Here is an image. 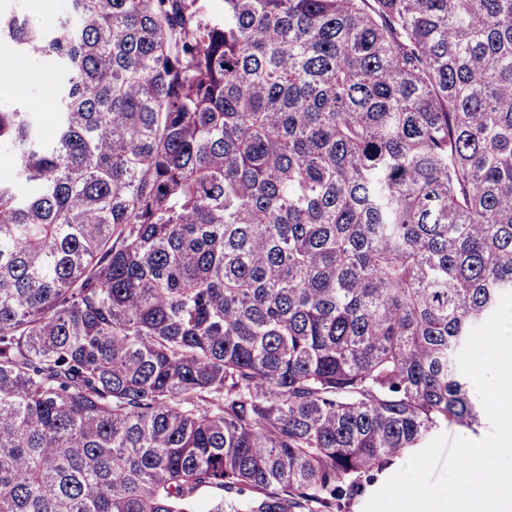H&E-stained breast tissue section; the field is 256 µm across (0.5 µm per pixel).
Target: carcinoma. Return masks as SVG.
Returning a JSON list of instances; mask_svg holds the SVG:
<instances>
[{
  "label": "carcinoma",
  "mask_w": 512,
  "mask_h": 512,
  "mask_svg": "<svg viewBox=\"0 0 512 512\" xmlns=\"http://www.w3.org/2000/svg\"><path fill=\"white\" fill-rule=\"evenodd\" d=\"M69 0L0 104V512H350L480 399L512 0ZM0 66L11 67L21 75L32 70H40L47 74L46 84L31 83L20 79V75L14 70L1 67L0 89L2 91L0 90V103L25 102L38 112L49 111L52 88L65 80L64 73L57 69L50 58L39 55L20 57L7 49L1 48ZM26 78L27 80H36L37 76L26 74ZM16 81L18 82L11 87ZM407 461L408 459L401 462L398 465L392 466L390 469H387L382 473L377 474L379 476L377 477L376 475L375 481L370 485H366L363 492L355 497L351 508V512H363V509L367 501L369 500L370 496L374 492H376L387 481L388 478H390L400 468H402Z\"/></svg>",
  "instance_id": "cac0c4a2"
}]
</instances>
